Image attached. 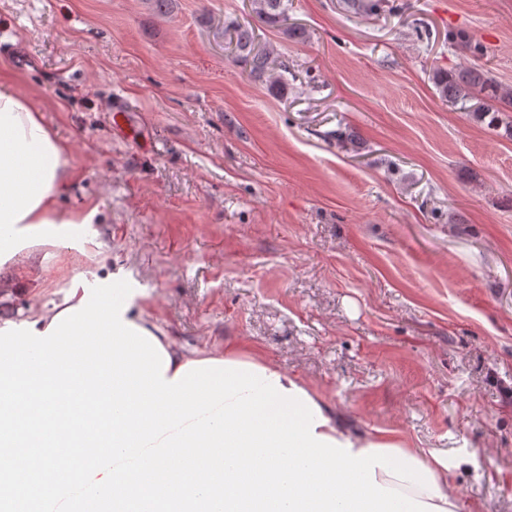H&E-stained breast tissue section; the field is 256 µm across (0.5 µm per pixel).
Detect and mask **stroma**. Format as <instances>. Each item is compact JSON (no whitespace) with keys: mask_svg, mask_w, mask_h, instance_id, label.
<instances>
[{"mask_svg":"<svg viewBox=\"0 0 512 512\" xmlns=\"http://www.w3.org/2000/svg\"><path fill=\"white\" fill-rule=\"evenodd\" d=\"M400 2L288 0L271 27L251 0H0V72L69 146L61 208L96 213L78 272L138 288L179 345L296 375L357 430L467 449L463 512H512V137L432 81L466 63L462 32L512 85V0ZM232 19L287 83L250 76Z\"/></svg>","mask_w":512,"mask_h":512,"instance_id":"1","label":"stroma"}]
</instances>
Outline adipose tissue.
<instances>
[{
  "label": "adipose tissue",
  "mask_w": 512,
  "mask_h": 512,
  "mask_svg": "<svg viewBox=\"0 0 512 512\" xmlns=\"http://www.w3.org/2000/svg\"><path fill=\"white\" fill-rule=\"evenodd\" d=\"M69 149L65 142L45 123L41 111L31 99L16 90L11 78L0 77V303L16 294L32 274L44 270L46 260H53L56 269L67 266L72 252H86L91 240L82 231L92 223V214L67 211L59 200L70 185ZM52 254H45V247ZM27 295L32 302L25 311H18V322L33 323L35 331L43 332L66 307L79 306V298L43 300L44 281H33ZM126 322L150 333L170 356L164 373L175 379L178 370L191 361L203 360L201 351L187 352L177 347L154 323L143 316V308L129 305ZM325 425L317 434L350 445L352 453L373 446L403 448L398 437L384 433H361L342 424L329 407H322ZM405 456L414 458L428 468L433 492L417 489L408 482L389 477L376 469L378 483L399 489L416 500L441 508L445 512H461L463 505L449 491V482L460 460L422 448H403Z\"/></svg>",
  "instance_id": "ef3b65f1"
}]
</instances>
